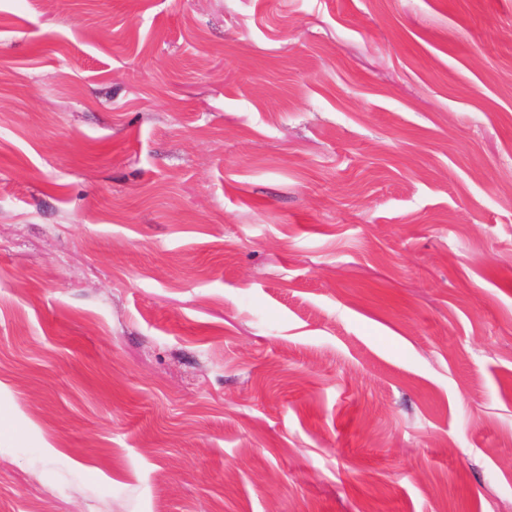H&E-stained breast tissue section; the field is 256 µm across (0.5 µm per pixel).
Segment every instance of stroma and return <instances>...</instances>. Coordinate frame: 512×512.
<instances>
[{"instance_id":"stroma-1","label":"stroma","mask_w":512,"mask_h":512,"mask_svg":"<svg viewBox=\"0 0 512 512\" xmlns=\"http://www.w3.org/2000/svg\"><path fill=\"white\" fill-rule=\"evenodd\" d=\"M0 512H512V0H0Z\"/></svg>"}]
</instances>
